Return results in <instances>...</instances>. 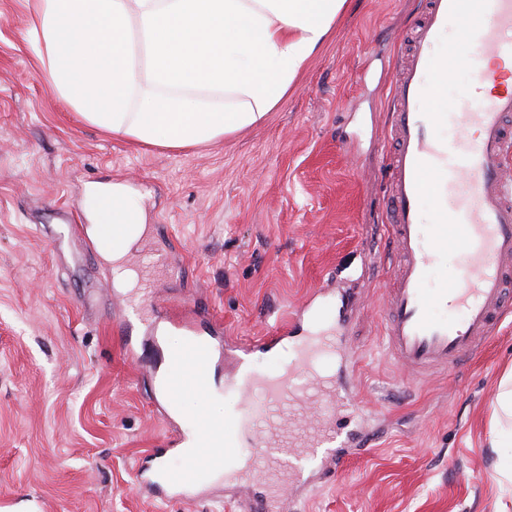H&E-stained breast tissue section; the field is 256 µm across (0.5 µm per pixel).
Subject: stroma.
<instances>
[{
  "label": "stroma",
  "instance_id": "obj_1",
  "mask_svg": "<svg viewBox=\"0 0 512 512\" xmlns=\"http://www.w3.org/2000/svg\"><path fill=\"white\" fill-rule=\"evenodd\" d=\"M419 0H348L334 36L258 124L170 149L89 123L50 83L32 42V0H0V512H241V485L191 501L137 480L181 416L223 420L225 364L210 398L156 404L154 377L183 338L175 311L200 309L243 339L273 331L315 288L350 294L347 374L374 452L327 483L288 488L295 512H499L511 448H491L494 400L512 368V308L476 355L412 379L385 346L392 275L383 165L389 98ZM137 192L147 231L114 285L92 237L59 220L89 184ZM163 327L156 343L154 327ZM134 352H127V344Z\"/></svg>",
  "mask_w": 512,
  "mask_h": 512
}]
</instances>
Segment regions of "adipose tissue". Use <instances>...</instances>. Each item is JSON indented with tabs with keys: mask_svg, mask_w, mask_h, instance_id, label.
<instances>
[{
	"mask_svg": "<svg viewBox=\"0 0 512 512\" xmlns=\"http://www.w3.org/2000/svg\"><path fill=\"white\" fill-rule=\"evenodd\" d=\"M347 0H38L33 24L54 88L90 122L167 147L203 145L260 122L329 37ZM93 228L115 284L145 233L134 189L92 185Z\"/></svg>",
	"mask_w": 512,
	"mask_h": 512,
	"instance_id": "adipose-tissue-1",
	"label": "adipose tissue"
}]
</instances>
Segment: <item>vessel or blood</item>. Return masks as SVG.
<instances>
[{
	"instance_id": "b4317fda",
	"label": "vessel or blood",
	"mask_w": 512,
	"mask_h": 512,
	"mask_svg": "<svg viewBox=\"0 0 512 512\" xmlns=\"http://www.w3.org/2000/svg\"><path fill=\"white\" fill-rule=\"evenodd\" d=\"M457 38L444 42L449 24ZM512 0H420L408 60L396 81L389 109L395 149L385 164L387 217L394 251V276L383 310L388 351L395 363L418 376L465 360L494 336L512 285ZM467 81L451 113L422 103L450 77ZM431 194L434 208L422 223L418 203ZM457 271L454 284L432 285L440 265ZM461 319L447 317L448 309ZM345 321L326 289L288 317L281 331L251 343L224 339L233 360L226 387L236 405L223 423L194 416L188 450L176 468L158 466L159 481L177 493L199 488L214 477L234 482L233 462L243 446L265 476V490L244 497L246 512H271L284 500L287 484L328 478L350 457L368 454V434L340 428L329 416L356 403V393L314 376L318 358L338 357ZM185 343L173 363L177 370L159 379V394L174 405L188 391L209 396L213 346L192 322L183 325ZM296 340V355L278 372H257L250 352L277 353ZM320 397L325 419L282 432L288 407L302 394Z\"/></svg>"
}]
</instances>
